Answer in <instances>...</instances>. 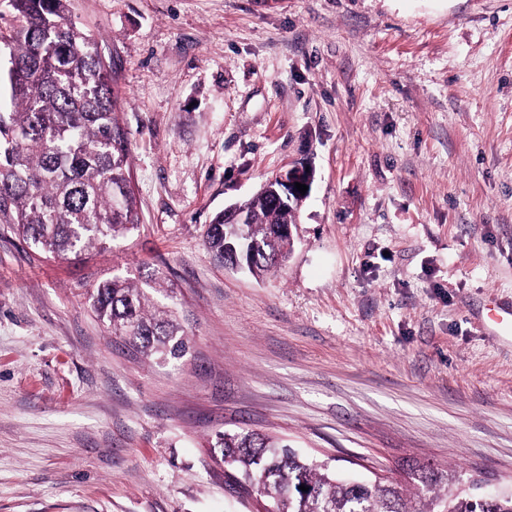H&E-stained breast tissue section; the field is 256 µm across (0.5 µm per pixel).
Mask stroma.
<instances>
[{
  "label": "stroma",
  "instance_id": "obj_1",
  "mask_svg": "<svg viewBox=\"0 0 512 512\" xmlns=\"http://www.w3.org/2000/svg\"><path fill=\"white\" fill-rule=\"evenodd\" d=\"M111 66L140 224L72 263L0 224V512H254L248 427L354 479L512 490V0H69ZM313 166L288 260L205 246ZM166 276L188 354L148 361L89 289Z\"/></svg>",
  "mask_w": 512,
  "mask_h": 512
}]
</instances>
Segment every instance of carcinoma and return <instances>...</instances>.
<instances>
[{"instance_id": "1", "label": "carcinoma", "mask_w": 512, "mask_h": 512, "mask_svg": "<svg viewBox=\"0 0 512 512\" xmlns=\"http://www.w3.org/2000/svg\"><path fill=\"white\" fill-rule=\"evenodd\" d=\"M6 2L17 25L0 37V58L8 61L0 74V224L50 259L76 260L139 224L118 97L97 41L70 19L67 0ZM244 206L245 224L226 228L224 212L213 217L206 245L222 261L229 237L238 259L261 278L288 257L283 230L295 223L297 204L266 191ZM90 300L112 335L147 358L167 362L189 351L175 296L154 309L148 289L112 276L94 285ZM215 447L225 469L268 499L269 512H512V494L448 492L460 477L438 467L411 469V481L428 493L415 510L397 483L343 481L329 461L300 453L284 438L238 428L219 434Z\"/></svg>"}]
</instances>
